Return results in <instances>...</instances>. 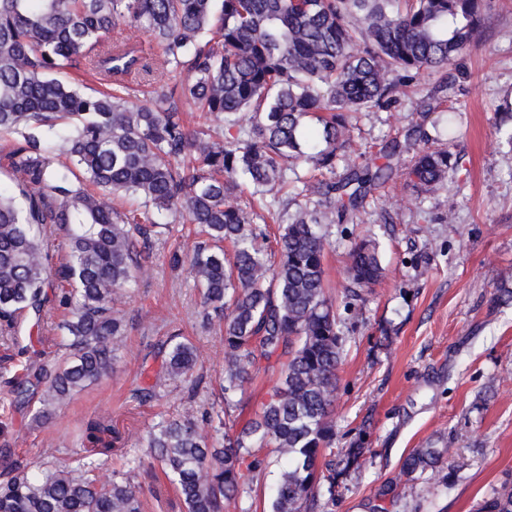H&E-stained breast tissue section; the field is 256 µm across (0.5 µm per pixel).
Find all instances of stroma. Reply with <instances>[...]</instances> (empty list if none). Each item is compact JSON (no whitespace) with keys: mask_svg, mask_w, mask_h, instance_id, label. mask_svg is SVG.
Wrapping results in <instances>:
<instances>
[{"mask_svg":"<svg viewBox=\"0 0 512 512\" xmlns=\"http://www.w3.org/2000/svg\"><path fill=\"white\" fill-rule=\"evenodd\" d=\"M444 79L446 104L465 112L445 188L420 193L407 185L405 151L398 174L371 190L356 216L328 227L325 279L335 302L349 286V251L361 239L378 240L385 276L342 316L336 495L321 498L323 512H365L387 483L404 489L406 512H480L512 483V304L495 300L501 288L512 289V0H491L481 41ZM417 125L433 130L417 99L404 98L359 115L351 137L363 162L380 165L381 147ZM198 241L194 225H172L153 247L148 275L116 300L126 333L111 377L76 393L47 424L36 425L30 407L0 417V448L24 461L68 464L87 453V424L104 422L112 450L95 455L97 478L128 469L145 512H185L160 469L145 461L142 437L159 416L199 418L218 397L223 333L203 323L187 268L168 263L170 252H192ZM60 318L52 312L34 332L26 360L51 365L65 357ZM174 332L197 348L193 384L159 379ZM140 389L152 390V399H135ZM430 443L445 449L446 463L444 485L428 494L409 486L402 463ZM352 448L361 454L351 462Z\"/></svg>","mask_w":512,"mask_h":512,"instance_id":"obj_1","label":"stroma"}]
</instances>
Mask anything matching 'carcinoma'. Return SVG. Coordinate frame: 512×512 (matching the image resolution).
Here are the masks:
<instances>
[{
    "label": "carcinoma",
    "mask_w": 512,
    "mask_h": 512,
    "mask_svg": "<svg viewBox=\"0 0 512 512\" xmlns=\"http://www.w3.org/2000/svg\"><path fill=\"white\" fill-rule=\"evenodd\" d=\"M489 0H0V336L16 340L53 302L69 355L53 370L22 366L0 415L40 391L36 422L112 375L125 334L112 301L146 271L159 228L181 219L207 242L188 258L206 321L224 323L222 405L208 413L216 437L186 413L154 424L147 457L175 485L187 512H224L265 476L270 448L280 469L269 512H317L336 492L334 397L345 337L326 292V232L369 189L392 176L351 148V114L377 112L417 78L448 70L484 30ZM137 25L164 47L159 67L122 38ZM86 68L102 89L64 79ZM183 77L173 81L170 74ZM148 76L156 103L121 95ZM249 115V125L241 124ZM460 115L437 112L451 144ZM343 165L339 182L325 178ZM303 166L305 202L288 214V173ZM447 147L416 149L406 182L443 186ZM252 188L266 214L238 200ZM64 231L61 261L49 244ZM345 309L383 276L370 236L350 252ZM198 359L170 339L159 380L193 383ZM277 382L256 417L235 412L260 370ZM445 448H414L410 482L440 480ZM91 462L21 466L0 450V512H142L141 491L121 470L101 482ZM481 512H512V488Z\"/></svg>",
    "instance_id": "1"
}]
</instances>
